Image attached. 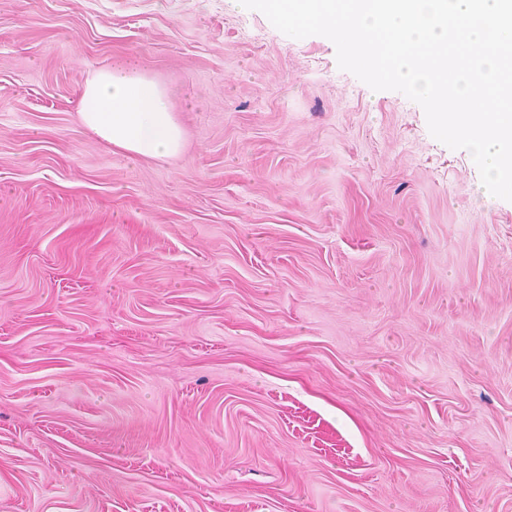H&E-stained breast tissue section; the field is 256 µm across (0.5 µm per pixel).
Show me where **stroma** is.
Masks as SVG:
<instances>
[{
  "label": "stroma",
  "instance_id": "35a3bbf8",
  "mask_svg": "<svg viewBox=\"0 0 512 512\" xmlns=\"http://www.w3.org/2000/svg\"><path fill=\"white\" fill-rule=\"evenodd\" d=\"M0 512H512V202L239 0H0ZM79 118L132 159L171 158L185 146L171 89L149 78L134 57L99 69L83 86Z\"/></svg>",
  "mask_w": 512,
  "mask_h": 512
}]
</instances>
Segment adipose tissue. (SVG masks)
<instances>
[{
  "mask_svg": "<svg viewBox=\"0 0 512 512\" xmlns=\"http://www.w3.org/2000/svg\"><path fill=\"white\" fill-rule=\"evenodd\" d=\"M79 118L133 159L171 158L185 146L171 89L149 78L132 57L99 69L84 85Z\"/></svg>",
  "mask_w": 512,
  "mask_h": 512,
  "instance_id": "ef3b65f1",
  "label": "adipose tissue"
}]
</instances>
